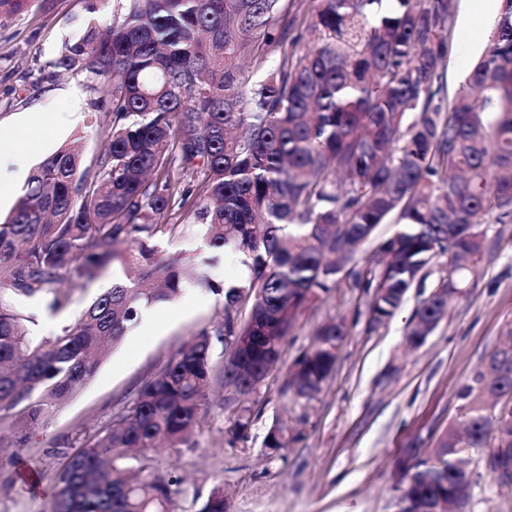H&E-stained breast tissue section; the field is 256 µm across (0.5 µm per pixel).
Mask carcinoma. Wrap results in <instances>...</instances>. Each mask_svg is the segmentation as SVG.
<instances>
[{
    "instance_id": "obj_1",
    "label": "carcinoma",
    "mask_w": 512,
    "mask_h": 512,
    "mask_svg": "<svg viewBox=\"0 0 512 512\" xmlns=\"http://www.w3.org/2000/svg\"><path fill=\"white\" fill-rule=\"evenodd\" d=\"M30 5L0 0V22ZM451 31L449 0H309L302 16L283 0H115L106 29L65 46L55 67L100 85L91 106L112 113L109 144L89 167L77 146L56 150L0 222V412H14L22 430L47 422L141 308L190 286L223 295L224 316L66 457L52 512H173L175 480L143 475L149 453L191 446L218 388L234 415L228 442L243 435L247 401L285 338L344 278L368 294L379 323L443 260L407 325L408 345H423L476 275L488 225L512 223V0H502L485 51L449 101L440 79ZM268 61L260 74L242 67ZM190 171L200 184L185 183ZM173 211L208 255H159L152 239ZM391 217L397 231L349 267ZM228 254L249 271L236 285L209 274ZM111 264L126 280L55 335H29L35 316L16 303L63 312L72 289ZM348 332L343 316L318 325L284 392L314 399ZM213 335L227 352L219 368ZM506 395L512 353L494 349L458 391L456 422L399 461L402 512H468V459L504 448L512 471V407L498 406ZM130 458L140 466L123 465ZM226 508L219 485L199 512Z\"/></svg>"
}]
</instances>
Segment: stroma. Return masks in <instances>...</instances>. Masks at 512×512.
Returning <instances> with one entry per match:
<instances>
[{
  "label": "stroma",
  "instance_id": "obj_1",
  "mask_svg": "<svg viewBox=\"0 0 512 512\" xmlns=\"http://www.w3.org/2000/svg\"><path fill=\"white\" fill-rule=\"evenodd\" d=\"M451 50L442 78L455 94L485 49L494 14L472 12L469 0H452ZM113 0H33L27 12L0 23V130H13L19 117L39 109V125L26 132L30 165L58 148L82 147L84 165L105 148L107 117L94 112L96 96L86 74L50 76L65 42L112 19ZM73 113L60 125L56 115ZM121 266L108 267L89 287L73 291L67 315L37 304L31 335L50 336L112 283ZM424 288L410 291L391 318L371 324L362 289L341 285L303 315L286 339L273 376L252 395V422L244 437L228 443V410L210 393L193 447L151 453L150 469L175 477V512H198L216 484H223L230 512H396V464L412 448H426L458 416L457 393L485 356L502 340L512 317V224L491 225L488 249L465 296L415 350L404 341L406 323ZM153 331L135 327L112 350L95 376L67 399L49 423L27 430L24 447H6L13 464L0 465V512H51L52 475L67 454L107 428L144 382L172 360L200 331L214 330L224 315V298L191 288L172 304L155 306ZM346 318L349 334L323 390L311 401L281 391L286 373L310 346L314 327L329 316ZM286 429L288 446L265 445L273 426ZM470 512H512V491L493 483L475 465Z\"/></svg>",
  "mask_w": 512,
  "mask_h": 512
}]
</instances>
